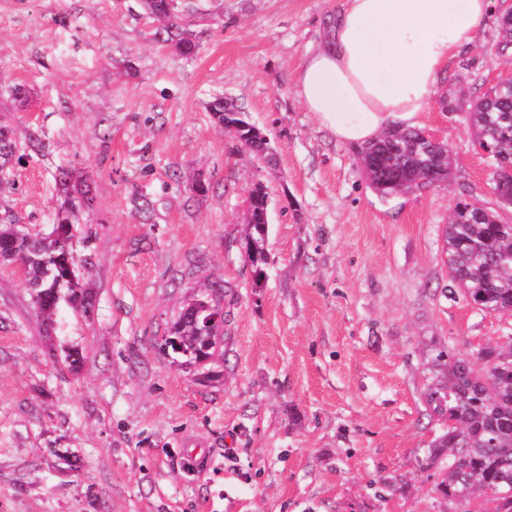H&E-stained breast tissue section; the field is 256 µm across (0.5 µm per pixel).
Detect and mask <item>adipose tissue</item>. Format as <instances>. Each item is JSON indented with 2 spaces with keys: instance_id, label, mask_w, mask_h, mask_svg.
Wrapping results in <instances>:
<instances>
[{
  "instance_id": "adipose-tissue-1",
  "label": "adipose tissue",
  "mask_w": 512,
  "mask_h": 512,
  "mask_svg": "<svg viewBox=\"0 0 512 512\" xmlns=\"http://www.w3.org/2000/svg\"><path fill=\"white\" fill-rule=\"evenodd\" d=\"M494 0H345L310 50L297 93L338 141L362 146L417 125L449 61L470 44Z\"/></svg>"
}]
</instances>
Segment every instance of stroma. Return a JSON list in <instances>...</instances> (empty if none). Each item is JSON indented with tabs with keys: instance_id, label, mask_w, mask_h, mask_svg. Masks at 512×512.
Returning a JSON list of instances; mask_svg holds the SVG:
<instances>
[{
	"instance_id": "stroma-1",
	"label": "stroma",
	"mask_w": 512,
	"mask_h": 512,
	"mask_svg": "<svg viewBox=\"0 0 512 512\" xmlns=\"http://www.w3.org/2000/svg\"><path fill=\"white\" fill-rule=\"evenodd\" d=\"M179 2L191 56L154 41L141 0H0V76L28 92L23 108L0 98V124L43 144L0 217L50 232L65 169L93 197L74 230L88 303L58 313L55 333L18 264L0 262V512H462L419 461L438 430L433 348L512 336V316L447 293L442 235L461 199L512 223L467 118L512 75L495 18L417 125L451 147L450 181L385 202L296 93L343 0ZM217 97L268 134L271 159L215 125ZM259 185L257 284L244 237ZM215 282L224 335L204 378L160 343ZM191 448L213 463L189 478ZM265 197L266 193L264 192V189L262 186L258 187L256 190L252 191L251 197H250V204L253 206L255 211H259L264 206L263 211L260 214V221L261 224H252L253 223V209L249 205V214H250V220L249 224L251 226V233L249 235V242L251 243L252 249L255 254H258L262 256L265 251V237H266V230H265V224H269L268 222V201L265 204Z\"/></svg>"
}]
</instances>
